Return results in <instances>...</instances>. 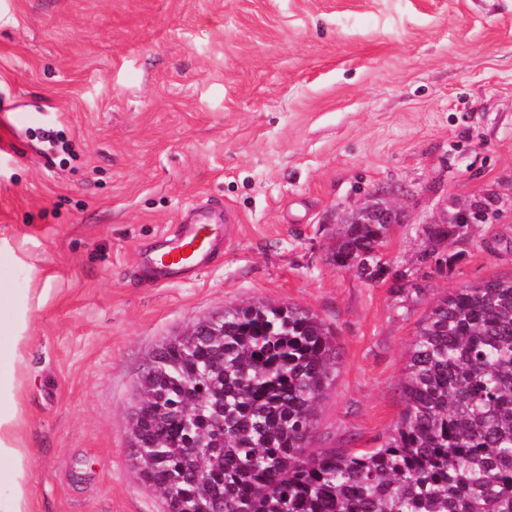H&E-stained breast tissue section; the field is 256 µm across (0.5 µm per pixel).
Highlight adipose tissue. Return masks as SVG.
Segmentation results:
<instances>
[{
	"mask_svg": "<svg viewBox=\"0 0 512 512\" xmlns=\"http://www.w3.org/2000/svg\"><path fill=\"white\" fill-rule=\"evenodd\" d=\"M0 307L8 308V336L0 342V467L8 468L9 479L0 484V512H31L27 485L30 450L19 434V370L28 340L31 311L12 297L0 294Z\"/></svg>",
	"mask_w": 512,
	"mask_h": 512,
	"instance_id": "1",
	"label": "adipose tissue"
}]
</instances>
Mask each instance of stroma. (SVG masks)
I'll return each instance as SVG.
<instances>
[{
  "instance_id": "obj_1",
  "label": "stroma",
  "mask_w": 512,
  "mask_h": 512,
  "mask_svg": "<svg viewBox=\"0 0 512 512\" xmlns=\"http://www.w3.org/2000/svg\"><path fill=\"white\" fill-rule=\"evenodd\" d=\"M405 208L380 272L337 267L341 221ZM222 203L192 280L139 253ZM481 203L464 235L432 243ZM512 277V0H0V289L26 299L32 512H163L134 466L139 379L167 339L238 305L334 332L311 448L378 447L420 321Z\"/></svg>"
}]
</instances>
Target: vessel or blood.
Instances as JSON below:
<instances>
[{"label": "vessel or blood", "instance_id": "obj_1", "mask_svg": "<svg viewBox=\"0 0 512 512\" xmlns=\"http://www.w3.org/2000/svg\"><path fill=\"white\" fill-rule=\"evenodd\" d=\"M221 220V214L208 207L182 216L173 233L163 235L158 247L140 258L151 280L168 284L197 274L218 251L213 226Z\"/></svg>", "mask_w": 512, "mask_h": 512}]
</instances>
